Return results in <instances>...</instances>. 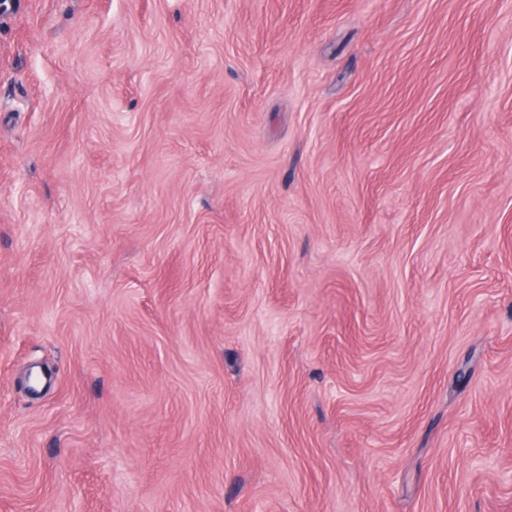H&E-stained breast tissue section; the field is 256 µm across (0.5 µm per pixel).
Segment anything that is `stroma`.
Wrapping results in <instances>:
<instances>
[{"mask_svg":"<svg viewBox=\"0 0 512 512\" xmlns=\"http://www.w3.org/2000/svg\"><path fill=\"white\" fill-rule=\"evenodd\" d=\"M0 512H512V0H6Z\"/></svg>","mask_w":512,"mask_h":512,"instance_id":"stroma-1","label":"stroma"}]
</instances>
